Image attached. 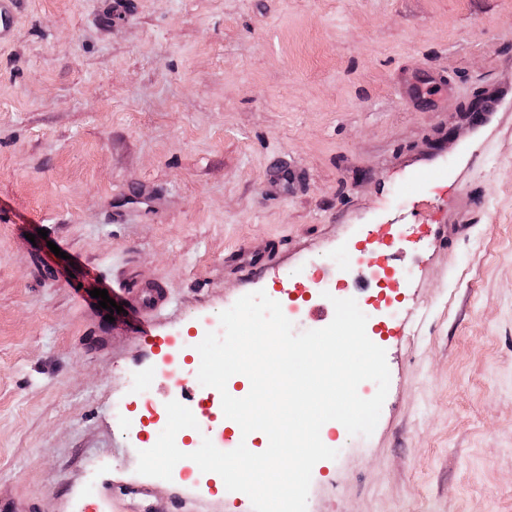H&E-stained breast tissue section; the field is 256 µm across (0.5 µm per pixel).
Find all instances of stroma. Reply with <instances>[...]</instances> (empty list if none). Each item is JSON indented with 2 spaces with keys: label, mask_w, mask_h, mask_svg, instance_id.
<instances>
[{
  "label": "stroma",
  "mask_w": 512,
  "mask_h": 512,
  "mask_svg": "<svg viewBox=\"0 0 512 512\" xmlns=\"http://www.w3.org/2000/svg\"><path fill=\"white\" fill-rule=\"evenodd\" d=\"M19 0L0 44V501L126 512L159 340L314 278L401 276L390 372L306 512H512V0ZM492 107L465 115L479 96ZM280 249L242 275L231 255ZM163 280L147 327L87 291ZM138 386H131V379ZM187 512H253L182 481Z\"/></svg>",
  "instance_id": "1"
}]
</instances>
